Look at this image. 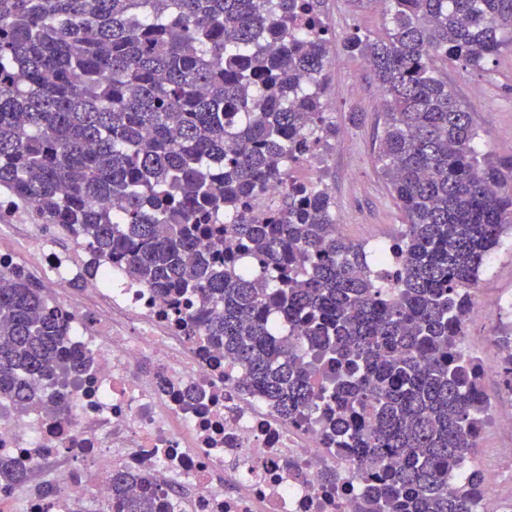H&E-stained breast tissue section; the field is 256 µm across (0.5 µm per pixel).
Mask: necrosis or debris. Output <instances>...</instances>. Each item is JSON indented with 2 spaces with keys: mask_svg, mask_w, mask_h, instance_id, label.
Segmentation results:
<instances>
[{
  "mask_svg": "<svg viewBox=\"0 0 512 512\" xmlns=\"http://www.w3.org/2000/svg\"><path fill=\"white\" fill-rule=\"evenodd\" d=\"M326 141L297 164V180L333 195ZM0 219L18 234L0 239V267L19 269L28 250L52 281L82 279L77 296H54L67 317L68 359L51 394L18 417L0 407V459L24 469L26 485L0 486V512H73L77 500H108L109 475L131 474L129 495L158 488L157 512H355L362 486L350 454L322 427L282 418L244 390L246 375L222 347L187 335L178 305L129 284L115 262L83 241L59 252L50 226L0 193ZM96 274H87V267ZM482 468L491 492L477 512H512V443ZM333 479H326V472ZM54 485L47 503L38 489Z\"/></svg>",
  "mask_w": 512,
  "mask_h": 512,
  "instance_id": "4bbe7bcc",
  "label": "necrosis or debris"
}]
</instances>
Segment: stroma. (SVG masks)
Returning a JSON list of instances; mask_svg holds the SVG:
<instances>
[{
    "instance_id": "obj_1",
    "label": "stroma",
    "mask_w": 512,
    "mask_h": 512,
    "mask_svg": "<svg viewBox=\"0 0 512 512\" xmlns=\"http://www.w3.org/2000/svg\"><path fill=\"white\" fill-rule=\"evenodd\" d=\"M322 10L335 33L327 68L328 101L344 139L328 170L336 184L337 229L359 242L372 224L378 239L387 243L401 230L404 217L376 158L384 104L365 60L342 46L344 37L353 32L383 36L387 18L369 0H323ZM446 72L449 85L480 131L484 151L498 159L512 158V140L507 137L512 131V48L490 58L483 69H466L452 60ZM479 289L485 295H512L511 242H504L484 266Z\"/></svg>"
}]
</instances>
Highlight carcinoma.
I'll return each mask as SVG.
<instances>
[{"mask_svg":"<svg viewBox=\"0 0 512 512\" xmlns=\"http://www.w3.org/2000/svg\"><path fill=\"white\" fill-rule=\"evenodd\" d=\"M305 0H0V190L126 277L196 304L247 388L352 450L355 512H475V432L490 411L464 355L469 289L512 226V160L492 158L436 61L474 69L512 46V0H387L381 38L343 47L386 100L378 160L404 216L394 273L339 234L330 203L289 187L250 200L312 138L329 48L294 31ZM116 201L114 223L107 200ZM210 249H198L201 238ZM247 245L259 267L236 270ZM0 269V398L25 413L62 361L67 322ZM83 512H153L112 473ZM283 188L278 183L269 184L260 194L254 204L253 210L260 218H265L270 212L275 211L281 205Z\"/></svg>","mask_w":512,"mask_h":512,"instance_id":"carcinoma-1","label":"carcinoma"}]
</instances>
